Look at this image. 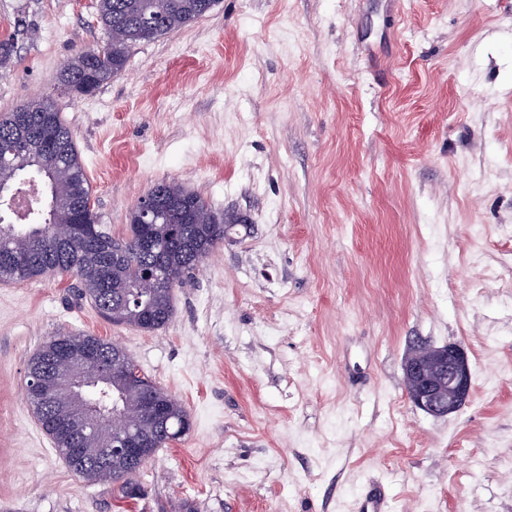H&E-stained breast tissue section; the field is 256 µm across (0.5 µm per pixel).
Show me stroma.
I'll return each mask as SVG.
<instances>
[{"mask_svg": "<svg viewBox=\"0 0 512 512\" xmlns=\"http://www.w3.org/2000/svg\"><path fill=\"white\" fill-rule=\"evenodd\" d=\"M0 116L52 99L113 236L157 182L245 219L146 332L70 274L0 281V512H512V0H220L72 98L97 0H0ZM118 342L191 428L136 476L77 477L26 398L53 336ZM463 344L432 417L414 344ZM406 393L413 405L442 418L460 411L471 391V369L464 346H418L403 364Z\"/></svg>", "mask_w": 512, "mask_h": 512, "instance_id": "1", "label": "stroma"}]
</instances>
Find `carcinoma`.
Wrapping results in <instances>:
<instances>
[{"label": "carcinoma", "mask_w": 512, "mask_h": 512, "mask_svg": "<svg viewBox=\"0 0 512 512\" xmlns=\"http://www.w3.org/2000/svg\"><path fill=\"white\" fill-rule=\"evenodd\" d=\"M217 0H99L100 23L108 41L69 60L58 73V85L71 96L94 92L126 67L132 44L181 29L205 16ZM153 19L155 28L142 24ZM0 149L8 165L0 166V183L35 178L43 182L46 199L28 224H14L0 211V278L28 280L47 274H72L79 295L92 301L100 314L116 324L144 331L164 327L174 315L173 291L205 263L224 241L227 224L204 198L173 182L161 181L150 192L158 217L142 230L137 209L130 213L128 235L115 238L100 223L91 199L85 166L72 133L54 103L33 99L0 117ZM84 210L83 224L69 223L74 210ZM62 348L44 344L28 364V377L41 375L43 365L76 380H93L112 371V386L102 383L86 391V407L43 405L30 400L44 432L56 448H81L66 462L75 475L88 481L119 485L124 499L139 490L134 477L156 452L179 440L190 429L181 404L148 377L129 379L126 363L112 357L110 341L90 334L62 335ZM102 350L96 361H77L87 342ZM154 392L166 405L169 420L162 426L143 418L140 409ZM124 416L128 427L146 433L152 443L138 463L105 461L107 447L101 432L106 421Z\"/></svg>", "instance_id": "1"}]
</instances>
